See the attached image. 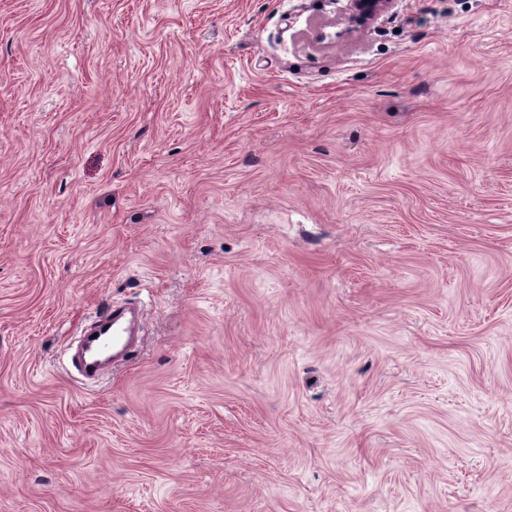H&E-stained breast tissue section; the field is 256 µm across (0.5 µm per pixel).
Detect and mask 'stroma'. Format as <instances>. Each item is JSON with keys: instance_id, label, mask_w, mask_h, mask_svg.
Wrapping results in <instances>:
<instances>
[{"instance_id": "1", "label": "stroma", "mask_w": 512, "mask_h": 512, "mask_svg": "<svg viewBox=\"0 0 512 512\" xmlns=\"http://www.w3.org/2000/svg\"><path fill=\"white\" fill-rule=\"evenodd\" d=\"M346 8L0 0V512H512V0ZM391 0H350V23L362 26L385 11ZM96 325L98 327L96 337L90 336L86 343L84 366L89 372L98 365L96 359L104 357L111 348L114 352L121 345L126 332L120 315L115 311L97 317Z\"/></svg>"}]
</instances>
